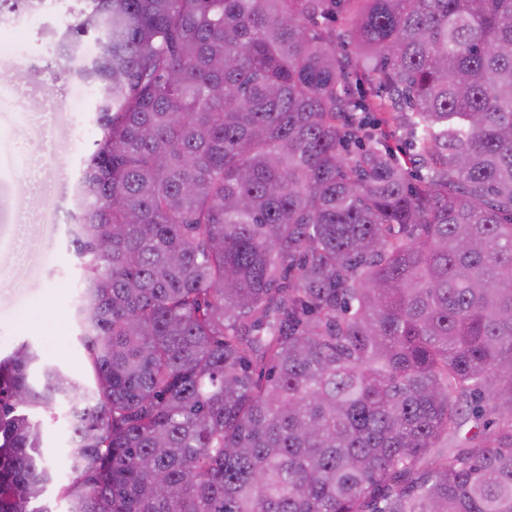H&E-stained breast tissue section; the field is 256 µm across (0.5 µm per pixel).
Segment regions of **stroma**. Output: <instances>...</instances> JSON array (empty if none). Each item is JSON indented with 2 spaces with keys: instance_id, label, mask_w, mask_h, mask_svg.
I'll list each match as a JSON object with an SVG mask.
<instances>
[{
  "instance_id": "35a3bbf8",
  "label": "stroma",
  "mask_w": 512,
  "mask_h": 512,
  "mask_svg": "<svg viewBox=\"0 0 512 512\" xmlns=\"http://www.w3.org/2000/svg\"><path fill=\"white\" fill-rule=\"evenodd\" d=\"M57 14L41 15L35 26L16 30L0 20V350L28 343L41 363L76 367L84 360L80 327L70 303V286L79 281L80 261L69 247L63 209L72 184L92 150L96 98L74 106L76 80L52 91L46 74L33 75L31 91L52 108L42 126L20 112L10 89L14 75L30 63L53 55L42 37L45 27H59ZM51 138L53 151L43 163L38 195H31L23 169L32 144ZM66 407L40 414L42 453L56 472L44 499L52 512H67L58 489L70 469L62 457L68 434Z\"/></svg>"
}]
</instances>
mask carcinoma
<instances>
[{"instance_id":"carcinoma-1","label":"carcinoma","mask_w":512,"mask_h":512,"mask_svg":"<svg viewBox=\"0 0 512 512\" xmlns=\"http://www.w3.org/2000/svg\"><path fill=\"white\" fill-rule=\"evenodd\" d=\"M64 3L85 361L0 358V512L60 403L68 512H512V0Z\"/></svg>"}]
</instances>
